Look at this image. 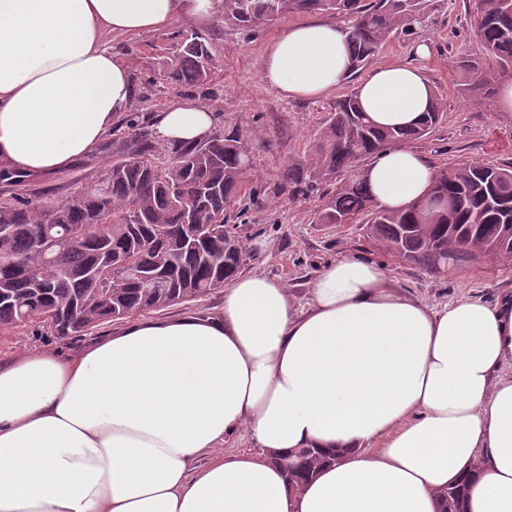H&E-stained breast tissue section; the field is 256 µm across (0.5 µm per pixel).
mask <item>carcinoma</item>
Instances as JSON below:
<instances>
[{
    "label": "carcinoma",
    "mask_w": 512,
    "mask_h": 512,
    "mask_svg": "<svg viewBox=\"0 0 512 512\" xmlns=\"http://www.w3.org/2000/svg\"><path fill=\"white\" fill-rule=\"evenodd\" d=\"M437 0H221L224 22L244 28L289 14L325 13L347 23L356 72L391 35L416 30ZM476 45L457 57L462 86L471 97L493 95L498 76L512 70V0H476ZM212 43L180 37L171 45L161 78L183 88L207 80ZM435 97L414 128L372 124L357 95L336 101L310 155L309 179L288 173L290 192L329 186L353 160L427 136L443 119ZM248 145L215 135L182 146L168 162L151 159L147 134H134L125 155L84 192L55 202L43 191L17 193L29 176L0 169V327L40 320L61 339L84 336L100 325L197 302L224 287L245 264L246 248L224 212L242 188ZM441 209L376 207L361 179L336 187L317 214L319 224H369L386 250L433 273L447 260L487 255L512 258V166L457 163L436 171ZM289 471L298 486L333 460L302 448ZM467 486H448L445 512H466Z\"/></svg>",
    "instance_id": "carcinoma-1"
}]
</instances>
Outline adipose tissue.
I'll return each instance as SVG.
<instances>
[{
	"label": "adipose tissue",
	"instance_id": "1",
	"mask_svg": "<svg viewBox=\"0 0 512 512\" xmlns=\"http://www.w3.org/2000/svg\"><path fill=\"white\" fill-rule=\"evenodd\" d=\"M212 16V0H0V168L63 170L128 112L135 84L106 35ZM262 68L288 98L326 97L349 71L348 31L292 25ZM356 92L380 127L419 126L433 99L426 69L399 60ZM217 121L182 100L157 116L176 144ZM363 177L396 210L435 168L399 145ZM308 292L300 311L281 281L242 274L217 314L142 318L75 355L0 364V512H442L456 481L467 512H512V291L433 311L343 257ZM244 427L256 452L221 453ZM302 448L335 461L296 489Z\"/></svg>",
	"mask_w": 512,
	"mask_h": 512
}]
</instances>
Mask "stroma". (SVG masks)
<instances>
[{"instance_id": "obj_1", "label": "stroma", "mask_w": 512, "mask_h": 512, "mask_svg": "<svg viewBox=\"0 0 512 512\" xmlns=\"http://www.w3.org/2000/svg\"><path fill=\"white\" fill-rule=\"evenodd\" d=\"M468 8V0H439L423 29L392 37L373 59L377 65L395 57L411 61L418 43L431 42L433 53L425 66L446 112L441 124L428 137L413 141L412 146L437 168L467 161L492 166L512 162V112L497 111L491 97L470 103L459 86L457 52L476 40ZM298 20V15L291 14L248 31L217 16L206 26L181 20L160 32L110 35L113 49L123 56L137 83L161 69L173 36L198 33L216 49L214 67L203 86L184 89L163 84L152 88L147 101L132 104L155 148L156 161H168L172 146L160 138L155 118L177 99L210 106L218 116L217 133L236 135L248 143L247 175L227 218L246 245L245 271L281 280L297 308H306L308 283L320 266L345 256L381 266L396 288L432 309L469 295L492 300L501 291L512 289V260L490 256L448 265L436 275L389 254L365 225L317 223L322 203L319 192L292 196L283 191L288 171L306 170L310 148L326 116L336 100L353 87L352 82L345 81L324 98L296 100L284 97L267 81L261 68L264 49ZM131 136L128 124H116L96 152L76 160L63 172L33 180V187L56 200H66L98 180L116 159L123 141ZM84 343L81 336L60 340L43 323L32 322L19 329L0 330V360L8 361L30 350L73 354Z\"/></svg>"}]
</instances>
